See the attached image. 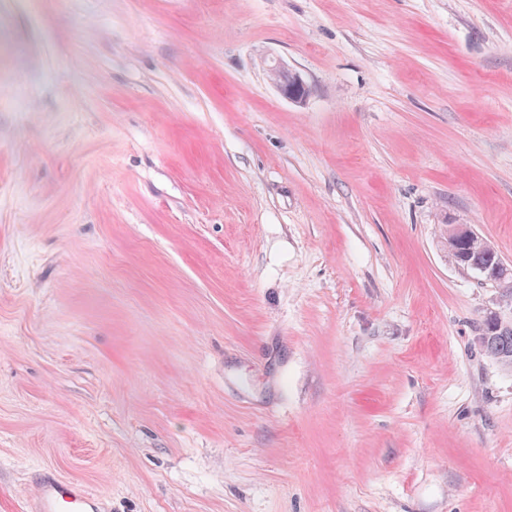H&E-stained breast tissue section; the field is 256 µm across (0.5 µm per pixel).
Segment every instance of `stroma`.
I'll return each mask as SVG.
<instances>
[{
  "mask_svg": "<svg viewBox=\"0 0 512 512\" xmlns=\"http://www.w3.org/2000/svg\"><path fill=\"white\" fill-rule=\"evenodd\" d=\"M448 224L512 263V0H0V512H512ZM275 68L277 70L278 78L273 80V83L277 90L279 91V93L284 98L292 102L301 103L303 101H306L310 92L309 87H307V93L303 97H300V95L294 94L288 90V77L291 76L296 79V83L306 85L301 76L296 71H293L292 69L288 68V66L285 64H279ZM36 491L39 512H99L100 498L92 491L52 474L40 477Z\"/></svg>",
  "mask_w": 512,
  "mask_h": 512,
  "instance_id": "stroma-1",
  "label": "stroma"
}]
</instances>
